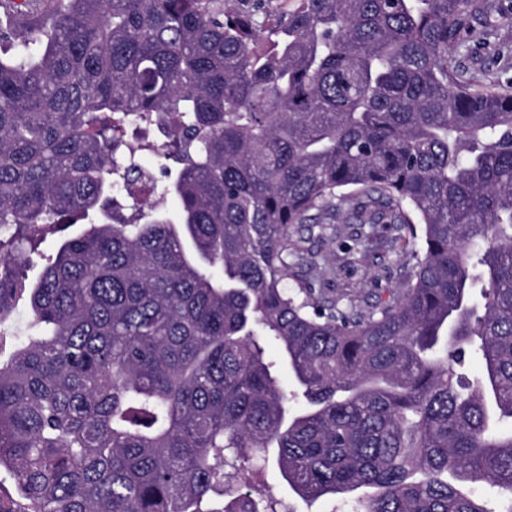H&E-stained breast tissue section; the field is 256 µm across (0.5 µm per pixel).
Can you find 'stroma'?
Instances as JSON below:
<instances>
[{
	"label": "stroma",
	"mask_w": 512,
	"mask_h": 512,
	"mask_svg": "<svg viewBox=\"0 0 512 512\" xmlns=\"http://www.w3.org/2000/svg\"><path fill=\"white\" fill-rule=\"evenodd\" d=\"M482 20L472 25L464 47L455 50L453 58L459 75H489L501 83L512 82V0H486ZM360 230L348 214L338 216L335 223L309 226L294 225L293 240L313 256L311 266L290 269L291 280L307 279L328 298L346 295L365 307L386 300L398 290L411 270L412 253L420 249L421 239L399 236L394 225H375L365 250L356 259H348L341 245ZM256 487L295 512H348L347 505L329 500L305 504L282 481L273 458H255Z\"/></svg>",
	"instance_id": "obj_1"
}]
</instances>
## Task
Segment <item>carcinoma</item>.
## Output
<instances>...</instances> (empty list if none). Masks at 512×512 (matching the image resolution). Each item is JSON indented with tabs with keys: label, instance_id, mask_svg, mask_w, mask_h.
<instances>
[{
	"label": "carcinoma",
	"instance_id": "carcinoma-1",
	"mask_svg": "<svg viewBox=\"0 0 512 512\" xmlns=\"http://www.w3.org/2000/svg\"><path fill=\"white\" fill-rule=\"evenodd\" d=\"M264 5L0 0V324L31 310L0 363V512H263L271 451L305 503L512 512V92L448 59L482 3ZM341 189L359 224L421 226L367 309L286 283L290 230Z\"/></svg>",
	"mask_w": 512,
	"mask_h": 512
}]
</instances>
